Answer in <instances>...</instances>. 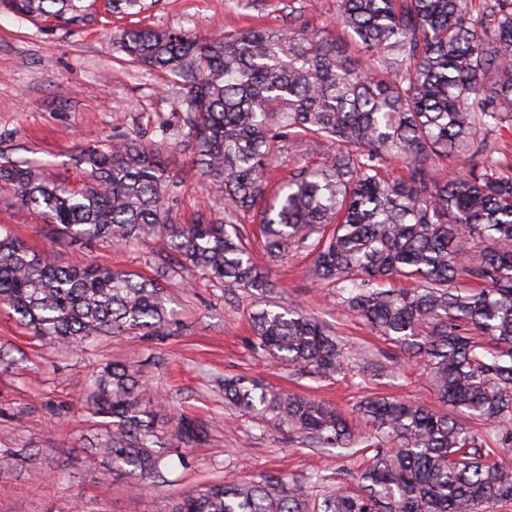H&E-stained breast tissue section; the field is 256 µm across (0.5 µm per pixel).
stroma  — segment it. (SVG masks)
Masks as SVG:
<instances>
[{
  "label": "stroma",
  "instance_id": "1",
  "mask_svg": "<svg viewBox=\"0 0 512 512\" xmlns=\"http://www.w3.org/2000/svg\"><path fill=\"white\" fill-rule=\"evenodd\" d=\"M146 2L147 10L137 15L99 12L96 24L79 31L0 10V155L73 182L83 175L80 155L86 147L135 136L160 142L163 126L178 132L184 109L174 77L118 62L112 47L118 30H185L206 38L257 25L284 28L292 5L303 8L309 26H336V0ZM160 144L167 171L178 183L167 204L171 223L221 216L224 201L196 174L187 143ZM322 155L318 148L281 147L267 167L270 184L320 162ZM0 227L34 250L54 253L62 265L81 259L149 277L156 260L170 252L161 237L145 244L83 247L53 240L47 225L6 189L0 190ZM241 229L272 288L259 296L192 275L168 280L176 316L164 330L100 336L75 348L41 341L0 312V456L19 451L26 457L22 467L0 474V512H170L182 493L225 477L257 481L279 475L302 485L313 503L330 487L356 489L355 477L368 465L365 453L342 456L262 427L225 402L220 382L227 376L244 375L311 396L349 417L359 402L379 394L436 405L422 363L342 310L335 289L311 278L306 249L294 246L284 256L268 257L253 212L242 216ZM269 303L301 307L335 328L343 370L330 377L298 374L255 350L250 317ZM112 362L143 365L170 415L208 428L205 443L178 449L161 476L138 492L127 479L86 465L89 443L101 428L87 394L92 379ZM377 362L386 374L375 375ZM314 467L323 478L316 485L307 481Z\"/></svg>",
  "mask_w": 512,
  "mask_h": 512
}]
</instances>
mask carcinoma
<instances>
[{"instance_id": "1", "label": "carcinoma", "mask_w": 512, "mask_h": 512, "mask_svg": "<svg viewBox=\"0 0 512 512\" xmlns=\"http://www.w3.org/2000/svg\"><path fill=\"white\" fill-rule=\"evenodd\" d=\"M97 0H0L19 18L81 29ZM131 14L143 0H108ZM336 0L339 31L309 27L288 5V27H250L202 39L129 27L115 51L181 80L184 136L200 178L224 197V217L168 223L175 184L151 143L128 138L83 149L75 183L22 162L0 164V184L61 239L126 244L170 239L156 277L59 265L0 233V310L34 336L77 346L102 334L157 332L173 316L162 282L181 270L228 288L265 292L236 224L259 212L272 256L301 246L312 276L339 288L344 309L429 368L438 402L452 412L392 397L361 401L354 419L308 396L256 379L224 378V400L258 423L316 446L373 452L359 491L323 493L315 512H490L512 500V470L487 461L483 439L456 418L492 426L512 449V164L490 142L512 121V0ZM331 146L324 161L268 195L271 148ZM399 160L400 177L381 161ZM461 176L438 178L439 167ZM405 279L414 288H396ZM254 345L298 373L343 369L340 338L294 307L251 319ZM89 402L103 433L87 466L142 489L170 449L207 436L181 418L141 366L112 363ZM373 426L362 437L357 422ZM172 512H309L302 487L278 476L218 480L185 494Z\"/></svg>"}]
</instances>
